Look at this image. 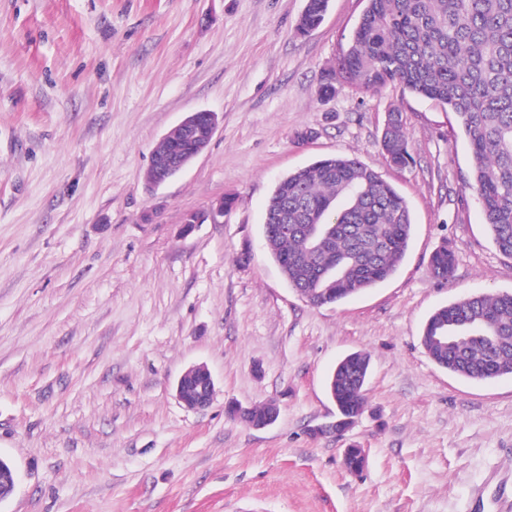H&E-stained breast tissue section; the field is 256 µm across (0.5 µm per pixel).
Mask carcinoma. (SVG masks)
Segmentation results:
<instances>
[{
    "label": "carcinoma",
    "instance_id": "obj_1",
    "mask_svg": "<svg viewBox=\"0 0 512 512\" xmlns=\"http://www.w3.org/2000/svg\"><path fill=\"white\" fill-rule=\"evenodd\" d=\"M329 0H306L296 34L324 19ZM342 78L366 93L389 85L431 99L454 112L473 160L474 192L496 248L512 257V0H366L351 45L321 86L336 91ZM380 147L390 165L413 162L400 112H390ZM191 142L174 128L156 144L158 154H185ZM288 209V233L266 236L273 260L291 288L335 304L391 277L412 233L404 197L382 176L346 155L327 156L282 178L266 213ZM319 220L331 256L314 250L295 230ZM455 266L444 244L430 259L434 276L447 280ZM421 342L432 361L470 380L512 375V292L474 295L434 311ZM370 358L341 359L328 388L341 432L367 405Z\"/></svg>",
    "mask_w": 512,
    "mask_h": 512
}]
</instances>
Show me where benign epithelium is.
<instances>
[{
    "instance_id": "1",
    "label": "benign epithelium",
    "mask_w": 512,
    "mask_h": 512,
    "mask_svg": "<svg viewBox=\"0 0 512 512\" xmlns=\"http://www.w3.org/2000/svg\"><path fill=\"white\" fill-rule=\"evenodd\" d=\"M192 141L194 153L188 157L172 159L166 155L152 154L146 171V179L152 186L158 187L179 172L208 147L217 128V116L209 111L191 112L179 123ZM224 200L217 201L207 211L198 214V221L208 220L213 224L224 223ZM215 394V381L205 364H195L186 368L176 383V397L188 409L199 410L207 407ZM17 482L14 467H0V502L7 499Z\"/></svg>"
}]
</instances>
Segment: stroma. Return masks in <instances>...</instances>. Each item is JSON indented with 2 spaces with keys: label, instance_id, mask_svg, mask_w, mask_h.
Instances as JSON below:
<instances>
[{
  "label": "stroma",
  "instance_id": "obj_1",
  "mask_svg": "<svg viewBox=\"0 0 512 512\" xmlns=\"http://www.w3.org/2000/svg\"><path fill=\"white\" fill-rule=\"evenodd\" d=\"M305 4L0 0V458L18 475L0 512H473V489L512 470V376H457L420 339L440 306L512 292L456 117L397 85L323 96L366 0H329L299 37ZM394 109L404 168L380 148ZM199 110L220 118L208 148L149 187L155 144ZM336 154L392 184L413 231L391 278L317 307L272 259L264 212L280 178ZM222 198L223 223L185 226ZM443 244L446 281L429 266ZM358 351L364 413L314 435ZM200 363L216 393L193 411L175 383ZM232 403L279 417L257 429ZM454 266V253L448 249V245L445 244L437 249L430 259V269L432 274L443 280H448L452 277Z\"/></svg>",
  "mask_w": 512,
  "mask_h": 512
}]
</instances>
